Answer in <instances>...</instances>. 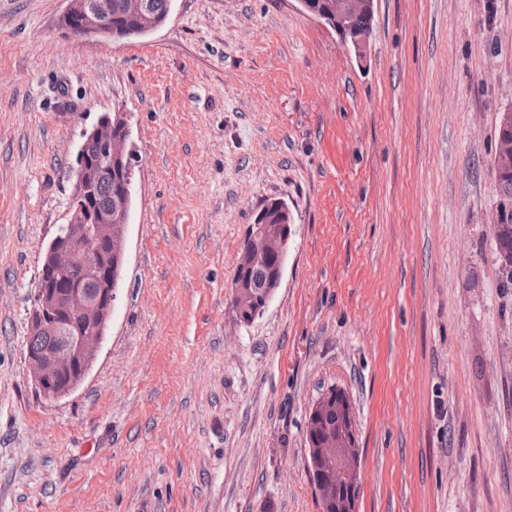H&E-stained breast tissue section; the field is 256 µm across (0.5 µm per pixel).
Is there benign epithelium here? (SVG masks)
Segmentation results:
<instances>
[{"label": "benign epithelium", "mask_w": 512, "mask_h": 512, "mask_svg": "<svg viewBox=\"0 0 512 512\" xmlns=\"http://www.w3.org/2000/svg\"><path fill=\"white\" fill-rule=\"evenodd\" d=\"M308 16L322 19L352 49L367 55L374 20V0H298ZM120 11L144 32L160 25L146 0H120ZM62 27L80 38H112V0H68ZM124 113L103 114L85 141L101 148L97 160L80 150L67 223L59 226L46 248L29 320V335L56 332L60 343L51 351H25L27 375L39 398L55 401L73 392L86 378L106 336L117 299V284L127 253V228L133 195L130 174L134 158L128 148ZM113 176L115 209L93 206L97 180ZM291 215L285 202L269 201L247 236L245 265H267L260 288L234 289L232 304L239 322H251L267 307L283 276ZM92 259L88 271L97 287L77 282L78 258ZM312 432L306 435L307 469L323 512H356L360 482L357 432L344 390L330 388L313 404Z\"/></svg>", "instance_id": "1"}]
</instances>
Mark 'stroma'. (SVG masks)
Masks as SVG:
<instances>
[{
  "label": "stroma",
  "instance_id": "1",
  "mask_svg": "<svg viewBox=\"0 0 512 512\" xmlns=\"http://www.w3.org/2000/svg\"><path fill=\"white\" fill-rule=\"evenodd\" d=\"M0 0V512H320L308 412L345 390L358 512H512V288L494 262L512 0H375L365 59L298 0H171L124 40ZM138 161L107 336L47 402L26 374L86 131ZM292 216L240 323L257 214ZM269 224L274 226L269 229ZM291 236V215L285 202L278 199L269 201L258 213L251 232L247 236L243 255L245 265H269L264 267L247 268L241 263L236 268L233 284L241 285L234 289L232 304L239 322L253 321L262 314L274 292L280 286L283 276L288 242ZM275 260L273 265L270 261ZM265 282L261 288L255 287Z\"/></svg>",
  "mask_w": 512,
  "mask_h": 512
}]
</instances>
